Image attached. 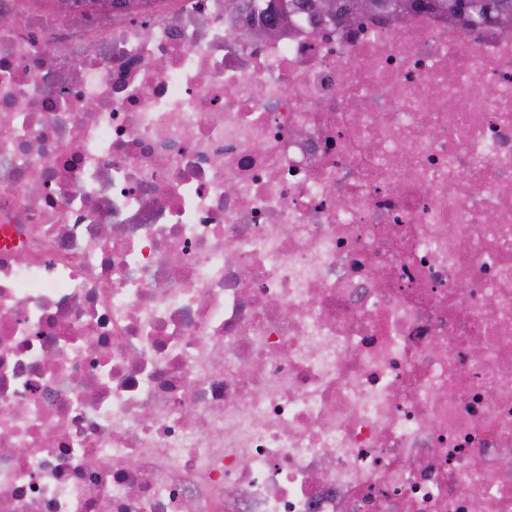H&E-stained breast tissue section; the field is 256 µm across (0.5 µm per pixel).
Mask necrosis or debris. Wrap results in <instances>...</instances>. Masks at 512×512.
Instances as JSON below:
<instances>
[{
	"label": "necrosis or debris",
	"instance_id": "obj_1",
	"mask_svg": "<svg viewBox=\"0 0 512 512\" xmlns=\"http://www.w3.org/2000/svg\"><path fill=\"white\" fill-rule=\"evenodd\" d=\"M479 487L512 512V41L0 0V512Z\"/></svg>",
	"mask_w": 512,
	"mask_h": 512
}]
</instances>
